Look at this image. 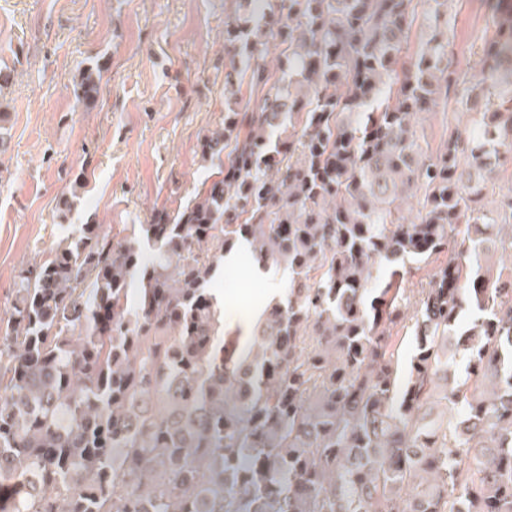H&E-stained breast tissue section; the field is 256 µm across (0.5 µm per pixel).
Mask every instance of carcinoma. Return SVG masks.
<instances>
[{"label": "carcinoma", "instance_id": "obj_1", "mask_svg": "<svg viewBox=\"0 0 512 512\" xmlns=\"http://www.w3.org/2000/svg\"><path fill=\"white\" fill-rule=\"evenodd\" d=\"M234 2L224 88L243 67L262 95L204 137L223 176L19 273L0 512H512V192L482 205L512 154V0L477 75L448 57L454 0H424L404 64L417 0ZM102 73H79L88 107ZM451 102L469 123L433 147L423 121ZM242 247L287 295L223 354L211 289ZM442 255L408 326L400 271ZM424 9V3L418 2L417 11L419 18L410 31L408 45L405 47L402 53V59L400 63L406 61L408 56H411L416 48L429 38V29L426 25L421 24V17Z\"/></svg>", "mask_w": 512, "mask_h": 512}]
</instances>
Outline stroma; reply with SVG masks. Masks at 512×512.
<instances>
[{
	"label": "stroma",
	"instance_id": "1",
	"mask_svg": "<svg viewBox=\"0 0 512 512\" xmlns=\"http://www.w3.org/2000/svg\"><path fill=\"white\" fill-rule=\"evenodd\" d=\"M231 0H0V310L19 270L47 259L71 225L132 236L157 210L176 213L219 176L201 140L228 107L260 93L243 79L224 98V16ZM456 65L479 72L472 43L491 32L486 0H454ZM105 68L94 108L78 73ZM87 186L68 223L56 208L76 176ZM267 282L230 264L215 286L224 330L247 346Z\"/></svg>",
	"mask_w": 512,
	"mask_h": 512
}]
</instances>
